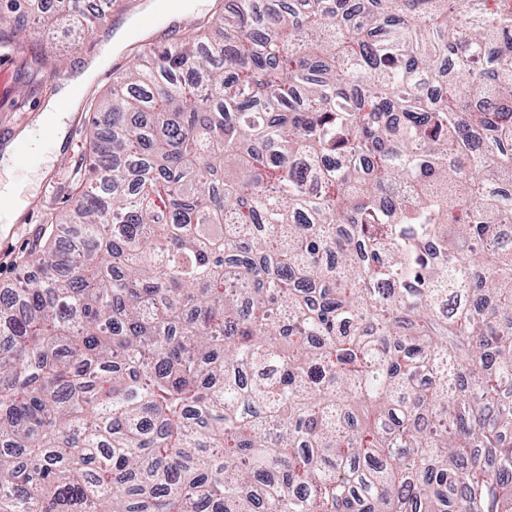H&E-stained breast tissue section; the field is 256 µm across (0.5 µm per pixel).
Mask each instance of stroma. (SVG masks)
<instances>
[{
  "mask_svg": "<svg viewBox=\"0 0 512 512\" xmlns=\"http://www.w3.org/2000/svg\"><path fill=\"white\" fill-rule=\"evenodd\" d=\"M133 0L112 9L113 18L105 22L96 36L84 42L81 50L56 55L57 64L48 70L36 66L34 57L48 49L46 40L27 37L7 51L0 52V151L26 136L32 155L43 158V167L15 168L9 175L13 185L32 187L33 198L20 218L13 224L9 240L0 239V290L10 287L16 280L23 254L36 241L47 216L64 212L69 207L67 195L57 194L61 183L72 181L77 167L89 153L87 104L104 93L112 83L113 70L125 68L133 59L141 40L169 42L181 37L197 21L210 16L214 0H199L192 9H180L172 16L170 27L143 32L132 38L126 47L113 55L108 68L103 69L87 85L82 101L71 111L67 120L65 142L68 156L62 162L51 160L52 149L37 123L46 102L53 97L65 79L81 68L87 59L105 53L115 20L135 17Z\"/></svg>",
  "mask_w": 512,
  "mask_h": 512,
  "instance_id": "obj_1",
  "label": "stroma"
}]
</instances>
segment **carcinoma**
<instances>
[{
	"label": "carcinoma",
	"mask_w": 512,
	"mask_h": 512,
	"mask_svg": "<svg viewBox=\"0 0 512 512\" xmlns=\"http://www.w3.org/2000/svg\"><path fill=\"white\" fill-rule=\"evenodd\" d=\"M255 2L91 105L0 294V512H512V0Z\"/></svg>",
	"instance_id": "obj_1"
}]
</instances>
